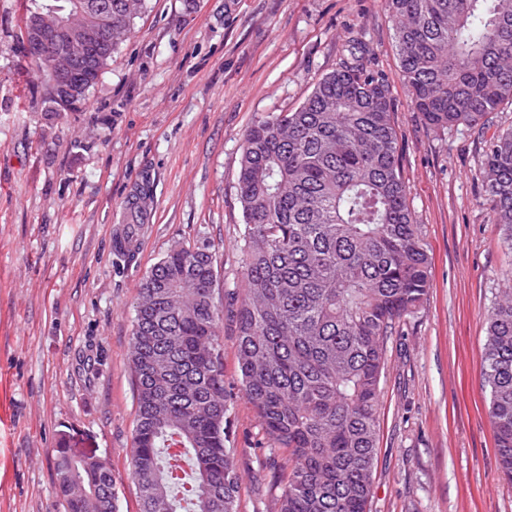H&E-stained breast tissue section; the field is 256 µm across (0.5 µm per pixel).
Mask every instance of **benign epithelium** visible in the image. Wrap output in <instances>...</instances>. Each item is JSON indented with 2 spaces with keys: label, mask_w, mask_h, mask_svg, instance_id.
<instances>
[{
  "label": "benign epithelium",
  "mask_w": 512,
  "mask_h": 512,
  "mask_svg": "<svg viewBox=\"0 0 512 512\" xmlns=\"http://www.w3.org/2000/svg\"><path fill=\"white\" fill-rule=\"evenodd\" d=\"M48 2L29 22L25 46L30 57L41 62L44 86L59 110L74 109L86 96L89 85L73 80L77 69L101 61L99 47L112 43V27L99 28L93 12L75 3L71 13Z\"/></svg>",
  "instance_id": "1"
}]
</instances>
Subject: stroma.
Instances as JSON below:
<instances>
[{"label":"stroma","mask_w":512,"mask_h":512,"mask_svg":"<svg viewBox=\"0 0 512 512\" xmlns=\"http://www.w3.org/2000/svg\"><path fill=\"white\" fill-rule=\"evenodd\" d=\"M146 0L78 108L54 111L20 39L25 0H0V512H65L54 456H104L117 512L131 479L130 373L142 279L172 246H209L215 301L244 285L243 135L296 108L361 40L390 89L408 202L432 258L423 303L387 341L369 512H512L483 388L487 317L512 269L483 203L485 143L433 130L404 84L384 0ZM153 182L138 253L113 251L126 202ZM239 512H271L284 472L244 395L225 322Z\"/></svg>","instance_id":"1"}]
</instances>
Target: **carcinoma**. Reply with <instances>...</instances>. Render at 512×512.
I'll return each instance as SVG.
<instances>
[{
	"label": "carcinoma",
	"instance_id": "carcinoma-1",
	"mask_svg": "<svg viewBox=\"0 0 512 512\" xmlns=\"http://www.w3.org/2000/svg\"><path fill=\"white\" fill-rule=\"evenodd\" d=\"M112 13V48L144 0H83ZM400 72L424 124L479 132L512 106V0H386ZM386 82L362 44L297 108L243 136L237 193L245 287L234 296L243 390L286 452L275 512H368L386 342L430 288L431 257L407 201ZM484 201L512 251V127L486 141ZM153 182L130 202L147 216ZM134 232L116 242L136 254ZM210 247L175 245L145 275L130 369L131 477L140 512H239ZM488 316L484 387L498 470L512 485V275ZM189 461L190 489L181 462ZM65 512H116L106 460L55 449Z\"/></svg>",
	"mask_w": 512,
	"mask_h": 512
}]
</instances>
